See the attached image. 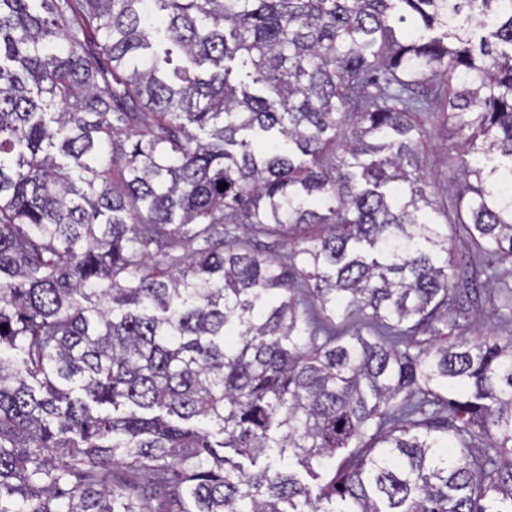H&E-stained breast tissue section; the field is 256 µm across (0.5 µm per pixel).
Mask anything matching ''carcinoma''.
I'll use <instances>...</instances> for the list:
<instances>
[{
  "instance_id": "obj_1",
  "label": "carcinoma",
  "mask_w": 512,
  "mask_h": 512,
  "mask_svg": "<svg viewBox=\"0 0 512 512\" xmlns=\"http://www.w3.org/2000/svg\"><path fill=\"white\" fill-rule=\"evenodd\" d=\"M505 183L512 0H0V512H512ZM423 155L424 172L435 184L448 187V205H450L460 185L461 175L448 151V140L443 128H430L428 147ZM481 281L484 282L481 300L470 312L473 329H478L481 334L488 336H512V322L500 320L495 311L497 284L485 281V276H481Z\"/></svg>"
}]
</instances>
